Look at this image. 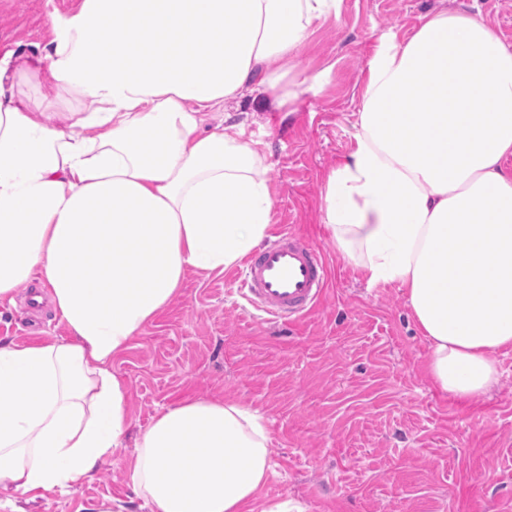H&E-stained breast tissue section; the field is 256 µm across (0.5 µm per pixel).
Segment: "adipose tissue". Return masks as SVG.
Returning <instances> with one entry per match:
<instances>
[{"instance_id":"obj_1","label":"adipose tissue","mask_w":512,"mask_h":512,"mask_svg":"<svg viewBox=\"0 0 512 512\" xmlns=\"http://www.w3.org/2000/svg\"><path fill=\"white\" fill-rule=\"evenodd\" d=\"M338 3L81 0L44 48L0 54V303L38 283L71 334L0 343V510L13 492L77 490L122 447L113 361L186 273L224 272L269 237V165L208 120L319 84L294 56ZM361 98L323 222L369 282L405 288L433 383L473 398L512 347V45L482 17L425 15L382 39ZM263 420L233 399L166 408L137 438L138 497L149 512H293L263 495Z\"/></svg>"}]
</instances>
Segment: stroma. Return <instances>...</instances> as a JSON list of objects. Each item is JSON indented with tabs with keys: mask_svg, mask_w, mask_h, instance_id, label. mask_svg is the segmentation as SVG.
I'll list each match as a JSON object with an SVG mask.
<instances>
[{
	"mask_svg": "<svg viewBox=\"0 0 512 512\" xmlns=\"http://www.w3.org/2000/svg\"><path fill=\"white\" fill-rule=\"evenodd\" d=\"M79 0H0V53L47 44L51 19ZM473 14L512 44V0H340L296 50L300 68L325 78L275 112L244 98L215 114L270 164L272 224L321 248L329 290L284 329L252 315L228 273H187L180 292L131 341L112 369L127 386L131 431L123 448L78 490L18 512H92L108 501L148 512L128 478L139 430L186 397H230L261 410L270 432L268 500L303 512H512V349L498 382L462 402L424 370L429 342L399 284H370L344 259L323 222L327 174L346 154L367 63L381 38L404 37L422 15ZM31 288L0 304V337L64 339L50 305L27 327Z\"/></svg>",
	"mask_w": 512,
	"mask_h": 512,
	"instance_id": "35a3bbf8",
	"label": "stroma"
}]
</instances>
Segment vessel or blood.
<instances>
[{"mask_svg": "<svg viewBox=\"0 0 512 512\" xmlns=\"http://www.w3.org/2000/svg\"><path fill=\"white\" fill-rule=\"evenodd\" d=\"M328 277L320 249L288 231L247 256L234 282L255 310L272 321L292 324L318 306Z\"/></svg>", "mask_w": 512, "mask_h": 512, "instance_id": "vessel-or-blood-1", "label": "vessel or blood"}]
</instances>
